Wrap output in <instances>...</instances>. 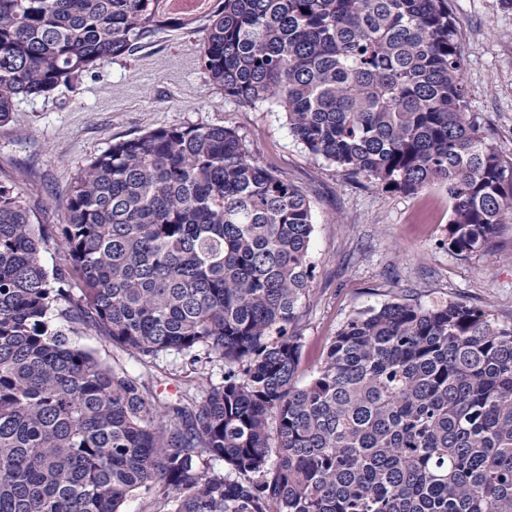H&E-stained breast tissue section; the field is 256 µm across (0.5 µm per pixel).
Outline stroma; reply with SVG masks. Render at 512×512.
I'll return each mask as SVG.
<instances>
[{"mask_svg": "<svg viewBox=\"0 0 512 512\" xmlns=\"http://www.w3.org/2000/svg\"><path fill=\"white\" fill-rule=\"evenodd\" d=\"M216 4L203 0L185 25L160 30L136 53L96 66L79 91L61 87L19 101L0 123V181L17 185L34 223H63L69 184L112 143L161 127L222 126L311 203L314 275L296 326L297 385L315 375L349 317L394 300L487 306L499 323L511 325L512 227L492 250L458 257L440 245L450 215L445 188L400 194L349 181L302 149L279 107L249 109L226 98L200 63L204 20ZM448 6L459 30L469 116L494 147L512 155V0H448ZM74 341L165 399L185 391L201 396L203 378L217 385L224 377L218 361L192 365L164 353L146 363L91 333Z\"/></svg>", "mask_w": 512, "mask_h": 512, "instance_id": "obj_1", "label": "stroma"}]
</instances>
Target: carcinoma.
I'll use <instances>...</instances> for the list:
<instances>
[{
    "label": "carcinoma",
    "mask_w": 512,
    "mask_h": 512,
    "mask_svg": "<svg viewBox=\"0 0 512 512\" xmlns=\"http://www.w3.org/2000/svg\"><path fill=\"white\" fill-rule=\"evenodd\" d=\"M159 2L0 0V123L190 14ZM204 31L224 96L281 107L310 155L389 193L446 187L449 252L512 226V156L468 118L448 0H218ZM64 208L35 224L0 182V512H512V326L387 303L297 385L312 207L235 131L118 141ZM78 329L146 362L212 355L224 382L164 401Z\"/></svg>",
    "instance_id": "1"
}]
</instances>
